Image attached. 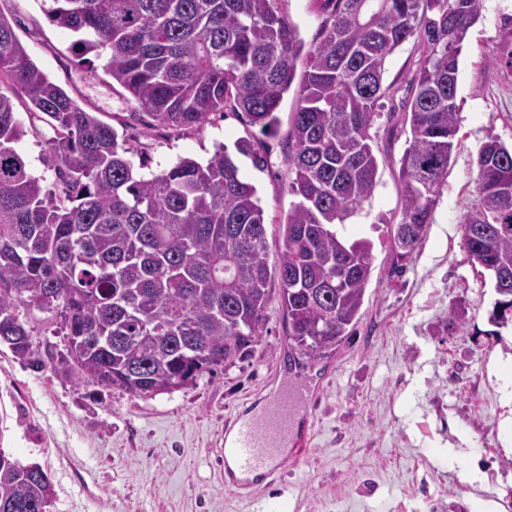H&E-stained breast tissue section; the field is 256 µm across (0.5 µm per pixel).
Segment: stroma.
<instances>
[{"label":"stroma","mask_w":512,"mask_h":512,"mask_svg":"<svg viewBox=\"0 0 512 512\" xmlns=\"http://www.w3.org/2000/svg\"><path fill=\"white\" fill-rule=\"evenodd\" d=\"M33 62L88 112L123 134L146 170L178 158L208 159L215 144L261 141L267 163L239 165L257 187L270 247L295 201L287 190L285 136H261L241 114L203 130L149 127L104 70L105 50L79 54L72 32L48 21L41 0H0ZM512 32V0H485L460 56L455 148L426 236L399 258L401 217L393 160L410 136L405 96L419 50L409 40L388 58L385 100L372 129L384 163L370 205L348 224L373 244L361 318L326 359L288 369L279 297L268 305L255 350L227 370L172 392L134 397L65 375L53 312L19 307L40 367L0 344V448L50 476V512H259L287 499L288 512H512V324L489 315L496 298L472 263L459 225L477 200L474 159L487 134L512 145V69L496 64ZM17 149L34 175L50 176L43 146L53 131L25 121ZM291 389L292 431L310 429L311 452L265 479L254 497L224 486L220 453L232 420L266 409Z\"/></svg>","instance_id":"stroma-1"}]
</instances>
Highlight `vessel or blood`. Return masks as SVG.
<instances>
[{"label":"vessel or blood","instance_id":"vessel-or-blood-1","mask_svg":"<svg viewBox=\"0 0 512 512\" xmlns=\"http://www.w3.org/2000/svg\"><path fill=\"white\" fill-rule=\"evenodd\" d=\"M293 415L287 402L261 416L235 420L236 432L231 442L224 445V457L237 464L246 473L274 476L286 460L298 461L309 452L308 435L289 436L288 423ZM289 444L288 457H281V444Z\"/></svg>","mask_w":512,"mask_h":512}]
</instances>
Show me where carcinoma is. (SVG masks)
Returning a JSON list of instances; mask_svg holds the SVG:
<instances>
[{"instance_id":"cac0c4a2","label":"carcinoma","mask_w":512,"mask_h":512,"mask_svg":"<svg viewBox=\"0 0 512 512\" xmlns=\"http://www.w3.org/2000/svg\"><path fill=\"white\" fill-rule=\"evenodd\" d=\"M50 22L86 54L109 50L105 70L153 125L201 130L230 107L263 135L305 67L285 163L298 198L270 256L257 189L224 145L205 163L183 157L147 178L119 134L38 68L0 15V344L31 360L18 307L55 313L64 336L99 345L67 351L66 374L133 396L171 392L241 360L259 342L276 281L288 348L313 364L359 319L372 247L341 233L369 202L380 160L387 58L425 40L410 83L408 147L397 161L398 256L432 221L458 133L459 58L484 0H325L331 16L305 45L280 0H43ZM54 136V179L28 169L16 144V105ZM237 153L265 166L251 141ZM478 200L460 232L472 262L494 281L489 321L512 322V148L488 134L477 154ZM54 490L37 464L0 448V512H48Z\"/></svg>"}]
</instances>
